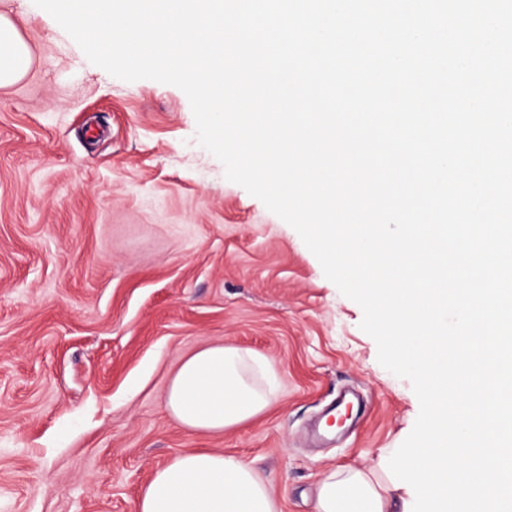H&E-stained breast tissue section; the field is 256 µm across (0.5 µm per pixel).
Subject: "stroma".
Returning a JSON list of instances; mask_svg holds the SVG:
<instances>
[{
  "mask_svg": "<svg viewBox=\"0 0 512 512\" xmlns=\"http://www.w3.org/2000/svg\"><path fill=\"white\" fill-rule=\"evenodd\" d=\"M32 62L0 88V512H136L187 449L250 460L280 512L370 466L419 401L297 231L201 147L186 94L90 63L33 0H0ZM275 367L274 405L221 434L166 408L212 344Z\"/></svg>",
  "mask_w": 512,
  "mask_h": 512,
  "instance_id": "obj_1",
  "label": "stroma"
}]
</instances>
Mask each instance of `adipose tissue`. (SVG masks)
Instances as JSON below:
<instances>
[{"mask_svg": "<svg viewBox=\"0 0 512 512\" xmlns=\"http://www.w3.org/2000/svg\"><path fill=\"white\" fill-rule=\"evenodd\" d=\"M29 52L13 21L0 14V87L19 79ZM271 364L234 343L211 345L185 357L169 384L166 405L182 426L221 433L269 409ZM137 512H280L267 482L243 458L188 449L157 469L142 490Z\"/></svg>", "mask_w": 512, "mask_h": 512, "instance_id": "ef3b65f1", "label": "adipose tissue"}]
</instances>
